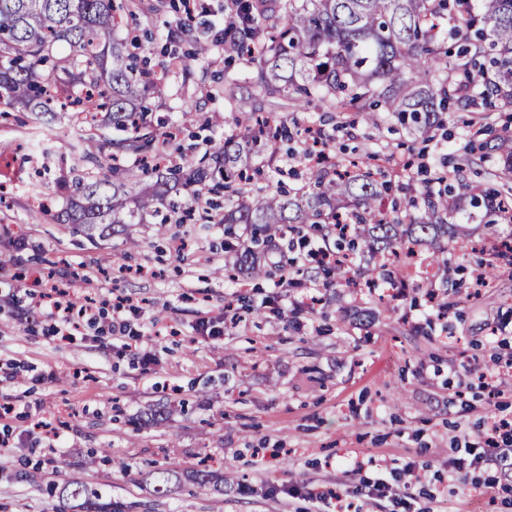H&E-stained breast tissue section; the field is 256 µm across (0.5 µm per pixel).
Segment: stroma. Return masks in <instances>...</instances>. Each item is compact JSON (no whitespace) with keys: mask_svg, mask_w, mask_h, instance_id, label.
Returning a JSON list of instances; mask_svg holds the SVG:
<instances>
[{"mask_svg":"<svg viewBox=\"0 0 512 512\" xmlns=\"http://www.w3.org/2000/svg\"><path fill=\"white\" fill-rule=\"evenodd\" d=\"M120 36L137 35L151 67L163 79L162 98L148 99L162 132L189 161L214 154L235 120L268 112L292 133L276 143L264 188H296L307 170L310 132L330 141L339 159L360 167L392 159L406 165L404 180L422 189L428 173L454 167L466 143L482 145L459 180L474 185L500 168L494 144L512 132V109L480 113L465 127L460 112L441 114L428 134L412 137L389 120L364 122L357 111L334 110L311 98L296 106L287 92L265 94L258 64L224 49L230 0H132ZM193 18L192 36L180 23ZM210 45L192 57L195 42ZM235 102H224L225 88ZM83 140L98 153V136L75 119L46 128L26 112H0V364L18 374L0 379V402L14 406L0 418V512H53L49 484L69 480L128 505L129 512H308L293 485L346 489L359 483L349 457L384 458L395 467L421 464L419 482L396 484L402 499L366 504L367 512H512V482L496 471L468 470L449 481L448 464L464 445H478L484 421L512 416V376L499 362L512 354V269L475 285L488 254L512 235V216L497 219V234L477 231L451 254V275L408 279L405 286L367 279L369 256L350 258L325 274L312 257L324 240L276 237L261 252L269 277L216 278L251 232L204 218L184 224H129L90 242L83 230L60 224L67 199L59 185L83 166L70 145ZM136 248H129V241ZM288 265L293 275L276 270ZM145 274H137V267ZM64 284L74 300L94 299L102 314L73 340L50 332L43 286ZM140 310L131 322L144 335L151 365L123 352L113 339L112 296ZM223 320L221 336L195 332L202 316ZM165 419L152 421L153 406ZM44 418L58 430L35 428ZM94 448L108 460L89 462ZM224 476L223 489L201 484V459ZM175 474L155 493L156 472ZM494 481L492 494L471 493L472 478Z\"/></svg>","mask_w":512,"mask_h":512,"instance_id":"35a3bbf8","label":"stroma"}]
</instances>
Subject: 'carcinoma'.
Segmentation results:
<instances>
[{"mask_svg":"<svg viewBox=\"0 0 512 512\" xmlns=\"http://www.w3.org/2000/svg\"><path fill=\"white\" fill-rule=\"evenodd\" d=\"M233 6L224 46L243 53L263 43L261 87L286 89L300 104L344 95L341 106L358 108L367 122L382 105L412 136L427 133L439 114L459 104L468 112L494 100L512 108V0H481L478 7L473 0H288L281 29L266 24L254 0H233ZM441 16L463 42L451 68L435 32ZM115 26V0H0V105L47 124L74 111L99 132L111 159L134 157L128 166L112 165L110 178L77 171L65 182L71 206L58 220L82 225L92 241L149 217L181 224L192 207L180 190H191L195 200L212 183L224 190L222 223L254 227L255 245L269 246L278 229L345 222L379 262L370 273L383 274L387 257L410 239H455L462 225L448 223L450 215L490 226L493 216L512 211L511 134L497 138L503 167L492 186L461 193L450 174L439 171L418 196L397 187L402 196L390 221L376 215L391 182L368 174L344 180L334 163L309 167L306 183L293 191L252 187L246 172L263 152V124L224 139L209 162L186 164L166 152L147 121L144 102L162 96V88L138 67L128 53L133 40L117 38ZM236 265L256 277L265 273L252 248L237 255ZM60 495L77 502L75 512H122L77 481L65 482Z\"/></svg>","mask_w":512,"mask_h":512,"instance_id":"1","label":"carcinoma"}]
</instances>
